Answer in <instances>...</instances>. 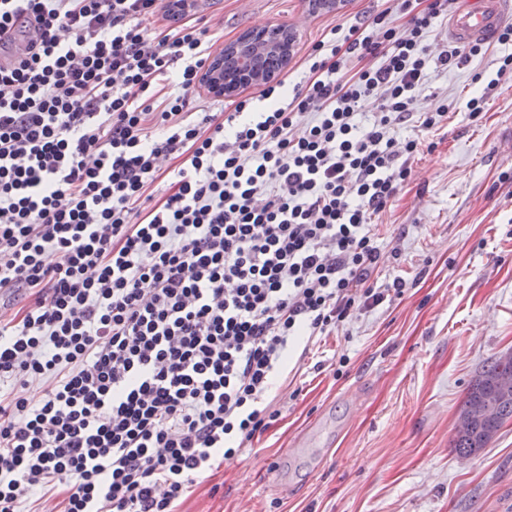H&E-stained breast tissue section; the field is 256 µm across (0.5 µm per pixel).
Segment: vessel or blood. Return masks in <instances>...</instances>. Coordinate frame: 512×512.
I'll use <instances>...</instances> for the list:
<instances>
[{"instance_id":"b4317fda","label":"vessel or blood","mask_w":512,"mask_h":512,"mask_svg":"<svg viewBox=\"0 0 512 512\" xmlns=\"http://www.w3.org/2000/svg\"><path fill=\"white\" fill-rule=\"evenodd\" d=\"M512 23V0H465L448 22V37L459 44L490 41Z\"/></svg>"}]
</instances>
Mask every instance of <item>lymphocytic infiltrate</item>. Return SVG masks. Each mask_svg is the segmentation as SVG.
Masks as SVG:
<instances>
[{
    "label": "lymphocytic infiltrate",
    "mask_w": 512,
    "mask_h": 512,
    "mask_svg": "<svg viewBox=\"0 0 512 512\" xmlns=\"http://www.w3.org/2000/svg\"><path fill=\"white\" fill-rule=\"evenodd\" d=\"M170 2L0 0V512H177L268 429L301 338L401 292L372 220L429 68L484 50L433 52L458 0H386L194 120L211 53Z\"/></svg>",
    "instance_id": "lymphocytic-infiltrate-1"
}]
</instances>
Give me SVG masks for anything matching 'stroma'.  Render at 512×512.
Masks as SVG:
<instances>
[{"mask_svg": "<svg viewBox=\"0 0 512 512\" xmlns=\"http://www.w3.org/2000/svg\"><path fill=\"white\" fill-rule=\"evenodd\" d=\"M382 0H206L211 53L248 29L295 32L291 81L310 47L334 26L381 10ZM505 49L432 72L416 112L447 105L431 130L408 127L422 147L373 231L381 260L372 282H405L402 297L358 314L289 360L266 398L278 421L198 479L179 512H512V421L478 455L451 449L470 381L512 353V80L479 117L466 103L494 76ZM311 454L288 455L315 421ZM287 490H280V481Z\"/></svg>", "mask_w": 512, "mask_h": 512, "instance_id": "35a3bbf8", "label": "stroma"}]
</instances>
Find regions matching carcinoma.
Here are the masks:
<instances>
[{"label":"carcinoma","mask_w":512,"mask_h":512,"mask_svg":"<svg viewBox=\"0 0 512 512\" xmlns=\"http://www.w3.org/2000/svg\"><path fill=\"white\" fill-rule=\"evenodd\" d=\"M507 381L512 383V356L501 355L484 366L470 385L459 412L483 406L487 413L474 418L468 428L455 430L452 450L458 456L471 457L481 451L512 420V388L507 393L503 390Z\"/></svg>","instance_id":"obj_1"}]
</instances>
